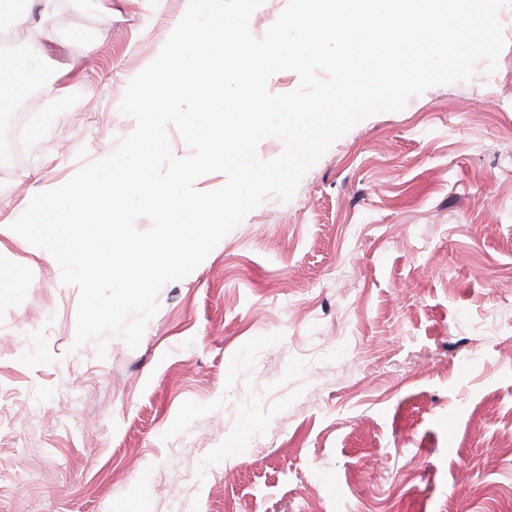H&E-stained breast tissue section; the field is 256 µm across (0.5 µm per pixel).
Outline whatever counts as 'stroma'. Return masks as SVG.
<instances>
[{"label":"stroma","mask_w":512,"mask_h":512,"mask_svg":"<svg viewBox=\"0 0 512 512\" xmlns=\"http://www.w3.org/2000/svg\"><path fill=\"white\" fill-rule=\"evenodd\" d=\"M188 0H63L66 102L0 112V512H512V7L495 72L337 139L140 345L74 347L79 290L11 231L136 127Z\"/></svg>","instance_id":"stroma-1"}]
</instances>
